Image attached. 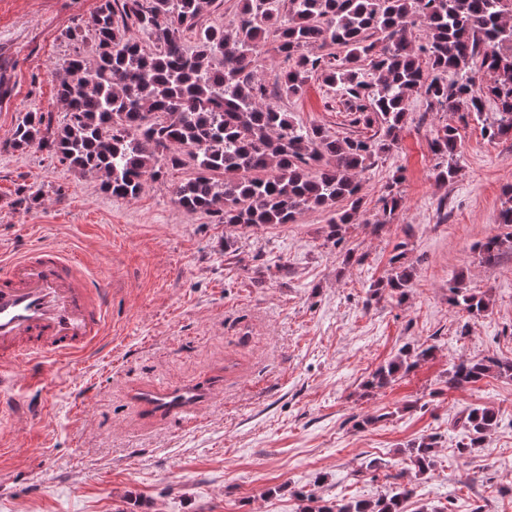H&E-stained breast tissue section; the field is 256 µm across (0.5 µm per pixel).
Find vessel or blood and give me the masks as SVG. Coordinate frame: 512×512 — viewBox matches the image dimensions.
I'll use <instances>...</instances> for the list:
<instances>
[{"mask_svg":"<svg viewBox=\"0 0 512 512\" xmlns=\"http://www.w3.org/2000/svg\"><path fill=\"white\" fill-rule=\"evenodd\" d=\"M105 305L83 262L53 246L0 259V392L15 387L8 367L88 351L103 330ZM211 393L206 382L145 387L137 404L163 416L190 415Z\"/></svg>","mask_w":512,"mask_h":512,"instance_id":"b4317fda","label":"vessel or blood"}]
</instances>
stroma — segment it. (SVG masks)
<instances>
[{
	"label": "stroma",
	"instance_id": "obj_1",
	"mask_svg": "<svg viewBox=\"0 0 512 512\" xmlns=\"http://www.w3.org/2000/svg\"><path fill=\"white\" fill-rule=\"evenodd\" d=\"M98 5L0 0V142L31 109L64 122L52 73L74 54L92 57L90 43L64 33ZM276 103L335 137L372 134L317 77ZM495 111L486 102L462 124L412 95L397 146L362 176V218L337 244L322 209L231 229L174 205L168 185L183 170L129 200L46 153L0 152V250L78 255L108 303L85 356L16 368L14 391L0 397V512H298L303 494L333 504L404 484L413 490L405 512H512V378L448 384L460 360H512V246L493 265L476 249L500 233L512 185V137L482 132ZM448 123L461 147L455 178L442 184L430 142ZM391 182L401 206L388 220L379 197ZM23 184L41 205L17 206ZM400 248L413 267L408 292L372 297ZM452 286L486 295L489 310L471 317L450 305ZM406 345L434 354L370 388ZM209 376L215 394L189 418L144 412L130 398ZM478 404L495 407L499 424L462 458L456 420ZM430 435L437 465L420 477L406 447ZM374 459L381 469H368Z\"/></svg>",
	"mask_w": 512,
	"mask_h": 512
}]
</instances>
